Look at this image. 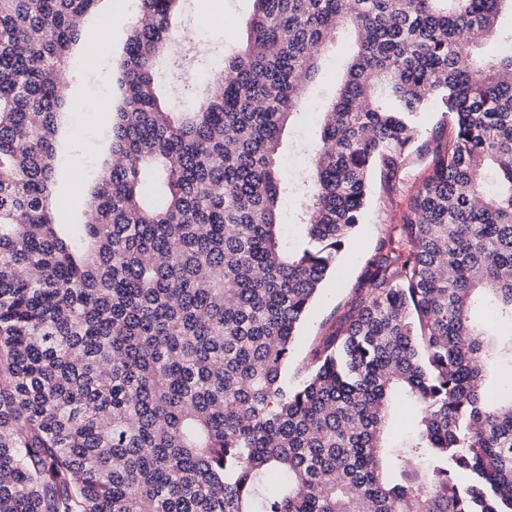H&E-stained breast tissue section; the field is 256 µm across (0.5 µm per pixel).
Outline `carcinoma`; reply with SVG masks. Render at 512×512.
<instances>
[{
    "instance_id": "cac0c4a2",
    "label": "carcinoma",
    "mask_w": 512,
    "mask_h": 512,
    "mask_svg": "<svg viewBox=\"0 0 512 512\" xmlns=\"http://www.w3.org/2000/svg\"><path fill=\"white\" fill-rule=\"evenodd\" d=\"M100 2L0 0V512H512V52L474 55L512 0H254L184 112L157 72L181 0H140L91 219L65 227L63 88ZM344 28L291 187L283 131ZM431 107L451 133L416 147ZM413 147L430 171L368 288L286 381L374 176L397 191Z\"/></svg>"
}]
</instances>
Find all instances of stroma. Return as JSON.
<instances>
[{"instance_id":"35a3bbf8","label":"stroma","mask_w":512,"mask_h":512,"mask_svg":"<svg viewBox=\"0 0 512 512\" xmlns=\"http://www.w3.org/2000/svg\"><path fill=\"white\" fill-rule=\"evenodd\" d=\"M252 0H184L175 21L176 37L171 47L168 101L177 108L191 101L203 83L197 72L210 60L226 54L232 42L244 41L247 23L253 13ZM135 5L120 0H102L98 10L85 21L84 34H95L98 70L70 75L66 82V100L80 101L81 111L69 113L59 141V176L54 186L55 219L60 224L84 221L86 197L95 184L107 154L112 104L114 101V64L129 33ZM108 24L106 36H97L101 24ZM353 50L350 33L328 44L319 58V71L304 93L307 102L302 121L285 133L292 146L312 139L316 134V112L322 111L333 94L343 66ZM408 206L407 194L386 197L375 188L365 220L359 224L349 248L324 281L301 327L295 354L286 369L293 378L311 343L331 331L348 308L355 288L361 284L364 267L374 254L387 225L400 223Z\"/></svg>"}]
</instances>
